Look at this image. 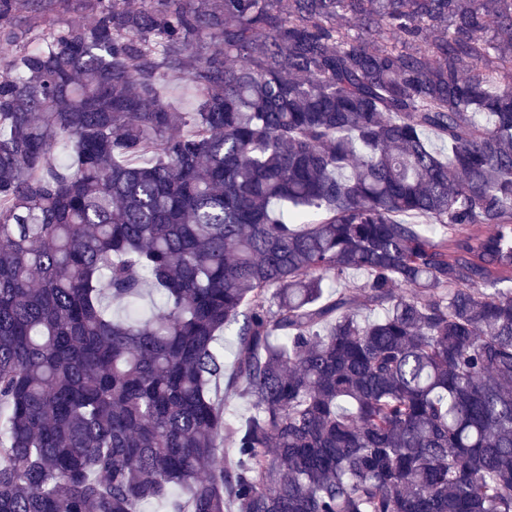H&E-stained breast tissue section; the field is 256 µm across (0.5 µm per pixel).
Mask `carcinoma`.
I'll return each instance as SVG.
<instances>
[{"mask_svg": "<svg viewBox=\"0 0 512 512\" xmlns=\"http://www.w3.org/2000/svg\"><path fill=\"white\" fill-rule=\"evenodd\" d=\"M0 67V512H512V0H0Z\"/></svg>", "mask_w": 512, "mask_h": 512, "instance_id": "1", "label": "carcinoma"}]
</instances>
